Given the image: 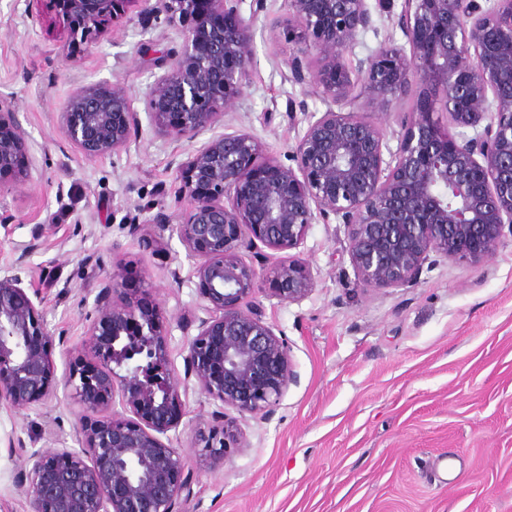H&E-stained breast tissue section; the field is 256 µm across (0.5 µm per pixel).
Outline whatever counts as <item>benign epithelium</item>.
I'll return each instance as SVG.
<instances>
[{"instance_id": "obj_1", "label": "benign epithelium", "mask_w": 512, "mask_h": 512, "mask_svg": "<svg viewBox=\"0 0 512 512\" xmlns=\"http://www.w3.org/2000/svg\"><path fill=\"white\" fill-rule=\"evenodd\" d=\"M56 2L91 45L136 4L143 22L165 14L190 23L183 50L151 85L161 135L194 141L248 86L256 16L241 15L242 0ZM285 5L301 30L292 78L311 79L326 109L311 115L288 164L246 130L213 136L178 164L187 206L177 233L202 300V315L181 325L183 382L171 376L168 322L124 287L122 266L97 294L88 339L61 381L42 297L0 277V403L28 410L62 384L86 412L79 447L34 452L18 472L30 512H179L191 481L163 437L181 423L191 384L225 409L202 437L204 460L248 447L241 422L267 414L295 380L290 348L255 295L269 283L272 296L299 303L314 288L308 264L263 249H296L317 219L333 217L347 228L357 283L396 288L439 258L486 264L512 235V0H404L393 25L406 45L389 41L354 63L347 55L373 25L368 0ZM356 77L384 112L414 94L396 150L358 104ZM140 126L118 79L75 91L62 113L65 136L90 158L127 149ZM28 162L27 132L0 100V179H19Z\"/></svg>"}]
</instances>
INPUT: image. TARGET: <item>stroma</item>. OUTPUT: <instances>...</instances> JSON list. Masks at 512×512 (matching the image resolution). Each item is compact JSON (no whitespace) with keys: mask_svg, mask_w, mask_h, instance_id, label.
<instances>
[{"mask_svg":"<svg viewBox=\"0 0 512 512\" xmlns=\"http://www.w3.org/2000/svg\"><path fill=\"white\" fill-rule=\"evenodd\" d=\"M265 4L241 5L255 18L257 63L214 132L251 131L283 160L307 114L326 106L313 83L291 77L299 31L284 0ZM109 28L89 48L72 39L53 0H0V96L14 102L30 158L26 177L0 186V275L40 293L48 328L64 334L53 347L61 374L67 349L86 339L97 293L125 264L129 286L143 287V302L169 320L180 379V324L201 299L175 230L183 206L169 187L195 145L155 132L149 89L184 41L164 15L144 25L131 10ZM116 79L141 132L126 151L84 157L61 114L77 88ZM345 240L337 221L316 222L294 251L312 269L308 297H256L290 346L296 380L269 416L245 423L247 448L218 465L203 460L200 436L222 407L189 389L182 422L167 434L191 480L180 512H512V237L487 264L442 262L416 286L368 290L354 281ZM83 416L62 390L21 412L0 404V512H29L16 472L33 452L76 447Z\"/></svg>","mask_w":512,"mask_h":512,"instance_id":"stroma-1","label":"stroma"}]
</instances>
